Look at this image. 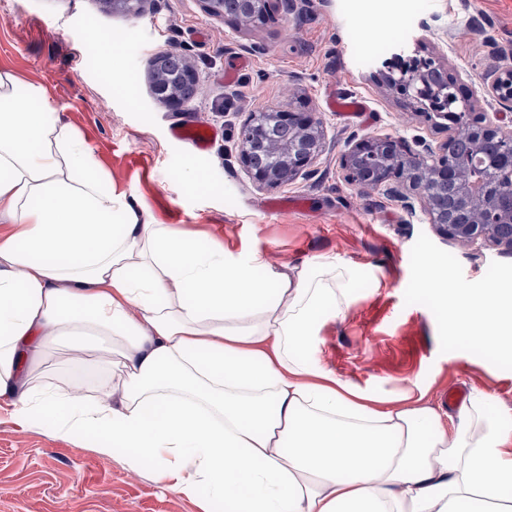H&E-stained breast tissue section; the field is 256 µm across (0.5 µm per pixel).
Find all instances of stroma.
<instances>
[{
  "mask_svg": "<svg viewBox=\"0 0 512 512\" xmlns=\"http://www.w3.org/2000/svg\"><path fill=\"white\" fill-rule=\"evenodd\" d=\"M0 8V68L47 91L86 134L116 184L144 199L155 220L178 207L186 230H204L233 249L258 251L273 267L331 255L358 271L353 301L320 327L315 355L337 377L388 397L424 394L448 411V391H483L512 410V351H491L449 334L445 306L488 284L512 298V251L448 239L423 206L406 209L377 188L350 184L349 145L388 135L439 146L444 120L405 106L380 75L393 54L442 53L472 91L485 73L512 67V0H303L301 11L271 5L266 23L211 15L200 0H148L133 16L103 0H7ZM118 49L106 57L97 33ZM185 57L201 88L189 107L154 99L150 68L159 55ZM123 73L113 82L111 67ZM364 102L362 117L329 109L330 97ZM254 112H311L326 148L308 177L277 188L255 185L239 162L240 126ZM193 118L217 131L196 153L169 129ZM144 156L129 168L114 143ZM193 164L206 185L188 190L177 174ZM306 198L302 210L266 205ZM448 269L436 294L415 288L423 256ZM64 338L37 371L69 386L77 353ZM0 512H202L148 473L131 474L122 454L95 451L89 437L65 440L48 428L23 429L0 409Z\"/></svg>",
  "mask_w": 512,
  "mask_h": 512,
  "instance_id": "1",
  "label": "stroma"
}]
</instances>
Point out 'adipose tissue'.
Returning <instances> with one entry per match:
<instances>
[{
	"label": "adipose tissue",
	"mask_w": 512,
	"mask_h": 512,
	"mask_svg": "<svg viewBox=\"0 0 512 512\" xmlns=\"http://www.w3.org/2000/svg\"><path fill=\"white\" fill-rule=\"evenodd\" d=\"M0 408L99 440L166 490L225 512H512V413L476 391L452 413L369 394L311 355L352 267L281 271L157 223L84 133L0 69ZM451 334L512 345L496 285ZM93 336L83 396L37 383L63 337Z\"/></svg>",
	"instance_id": "obj_1"
}]
</instances>
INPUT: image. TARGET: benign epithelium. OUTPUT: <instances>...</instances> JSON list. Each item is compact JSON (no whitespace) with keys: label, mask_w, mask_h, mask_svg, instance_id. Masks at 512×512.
Masks as SVG:
<instances>
[{"label":"benign epithelium","mask_w":512,"mask_h":512,"mask_svg":"<svg viewBox=\"0 0 512 512\" xmlns=\"http://www.w3.org/2000/svg\"><path fill=\"white\" fill-rule=\"evenodd\" d=\"M271 0H239L240 21L261 22ZM440 66L434 57L391 68L390 89L406 104L429 103L447 113V141L435 148L423 139L411 148L388 136L359 140L343 156L348 180L358 187L382 188L414 210L411 199L425 204L431 223L446 236L482 247L512 250V68L495 71L481 86L493 115H478L457 89L448 96L430 78ZM153 95L172 107L185 101L168 87L153 85ZM509 124H504V120ZM291 137L279 140L275 129ZM239 159L246 175L260 187L285 186L306 174L326 147L322 123L308 112H253L238 133Z\"/></svg>","instance_id":"obj_1"}]
</instances>
